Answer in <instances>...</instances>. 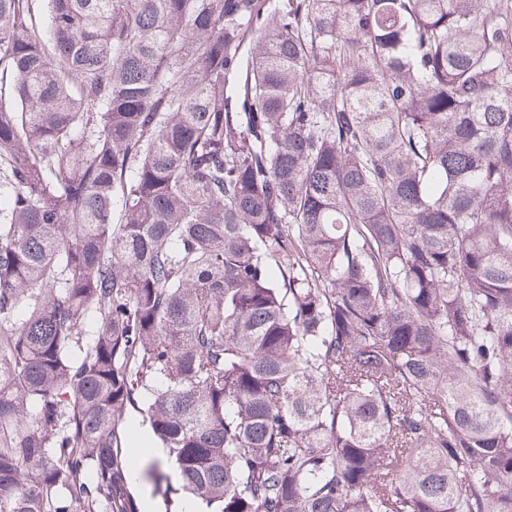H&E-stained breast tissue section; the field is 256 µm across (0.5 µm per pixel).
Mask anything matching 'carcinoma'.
Segmentation results:
<instances>
[{"mask_svg": "<svg viewBox=\"0 0 512 512\" xmlns=\"http://www.w3.org/2000/svg\"><path fill=\"white\" fill-rule=\"evenodd\" d=\"M0 512H512V0H0ZM141 419V415L133 411L127 413L124 419L126 436L124 452L136 474L145 458L156 456L160 453L159 448H153L151 442L148 444L142 442V436L146 433L145 428L147 426H142Z\"/></svg>", "mask_w": 512, "mask_h": 512, "instance_id": "cac0c4a2", "label": "carcinoma"}]
</instances>
